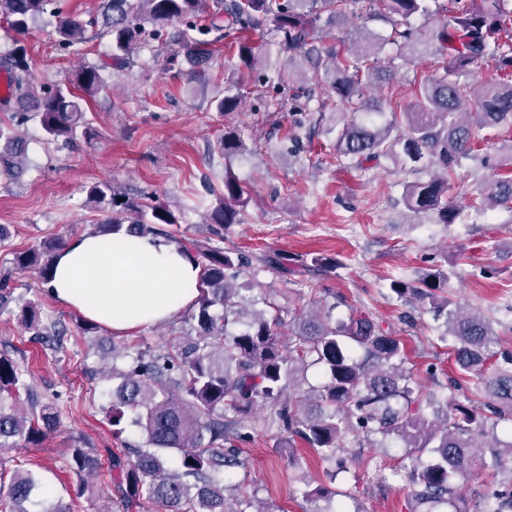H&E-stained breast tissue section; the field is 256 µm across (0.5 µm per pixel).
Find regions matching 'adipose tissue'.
<instances>
[{
  "label": "adipose tissue",
  "instance_id": "ef3b65f1",
  "mask_svg": "<svg viewBox=\"0 0 512 512\" xmlns=\"http://www.w3.org/2000/svg\"><path fill=\"white\" fill-rule=\"evenodd\" d=\"M201 286L198 260L176 241L87 231L60 249L48 289L59 305L125 336L176 319Z\"/></svg>",
  "mask_w": 512,
  "mask_h": 512
}]
</instances>
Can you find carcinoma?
Returning <instances> with one entry per match:
<instances>
[{
  "label": "carcinoma",
  "mask_w": 512,
  "mask_h": 512,
  "mask_svg": "<svg viewBox=\"0 0 512 512\" xmlns=\"http://www.w3.org/2000/svg\"><path fill=\"white\" fill-rule=\"evenodd\" d=\"M430 0H99L87 18L66 12L61 0H0V21L17 34L0 55L3 91L0 110V176L15 179L31 165L29 138L21 128L38 122L43 139L63 147L76 134L95 135L85 118L88 101L112 91V70L126 68L145 43L166 37L171 60L193 63V77L209 80L211 46L238 36L231 44L246 72L264 69L280 83L302 87L327 85L336 94L331 130L339 158L362 166L382 160L392 170L418 175L404 183L403 201L415 214H432L438 224H453L461 209L448 198L457 168L464 159H480L487 167H512V140L499 148L501 159L478 157L476 131L512 127V54L498 57L508 71L500 81L462 82L459 75L487 56L490 45L512 33L508 0H454L455 16L445 25L416 27L413 19L430 14ZM365 19H382L391 26L382 37L371 31L357 45L338 39L320 44L318 22H339L356 6ZM55 19L59 44L73 52L88 29L101 28L110 37L105 59L77 70L65 83L36 88L23 36L37 19ZM272 27L278 44L288 50V66L272 52L259 53L247 33ZM395 56L384 62L386 45ZM441 61L423 80L413 84L409 102L390 113L372 105L369 89L381 76L419 58ZM240 79L224 81V95L211 100L215 111L232 112L241 104ZM224 159L252 153L243 133H224ZM247 189L230 172L224 194L204 212L205 223L227 226L243 221ZM481 203L512 208V179L494 176L477 190ZM86 205L104 220L98 233L125 232L139 236H172L168 226L179 223L169 206L155 197L132 198L112 180L89 185ZM66 239L56 236L13 253L21 272H33L43 284L53 276L56 255ZM202 265L203 286L188 314L191 331L156 349L126 347L124 369L112 368V399L106 417L115 434L127 417L143 435L139 447L125 449L123 478L116 486L125 507L152 506V512H273L257 496L236 497L224 483V469L245 468L236 443L249 439L239 432L245 420L265 407L286 434L288 447L306 444L328 465L327 475L344 468L338 458L344 439L353 435L370 447L398 442L410 460L409 512L460 508L459 483L477 468L512 472V440L495 436L499 424L512 420V356L487 378L488 401L478 411L456 397L426 413L433 395L413 389L407 355L392 332L365 314L333 321V307L317 304L304 314L284 318L268 299H247L238 279L246 266L243 256L206 244L195 245ZM448 274L433 269L411 283L396 279L391 291L398 299L429 306L443 319L445 335L457 343L455 357L465 371L479 374L496 344L491 324L480 314L438 295ZM262 304L257 309L255 305ZM19 320L32 340L58 348L67 334L62 322L45 324L38 306H20ZM243 324L233 332L230 327ZM323 375L312 384L310 369ZM28 367L0 352V449L29 447L55 430L58 411L31 383ZM193 463H188V460ZM175 461V467L169 461ZM96 460L81 449L72 453L71 469L78 475L96 472ZM300 494L310 502L333 500L324 483L301 480ZM38 481L30 470H17L9 482L0 472V512H31ZM475 512H512V478L489 482Z\"/></svg>",
  "instance_id": "cac0c4a2"
}]
</instances>
